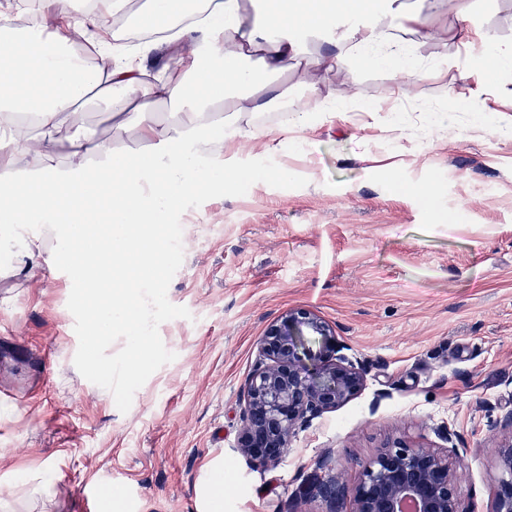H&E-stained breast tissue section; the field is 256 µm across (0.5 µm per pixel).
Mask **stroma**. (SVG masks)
I'll return each instance as SVG.
<instances>
[{
    "instance_id": "1",
    "label": "stroma",
    "mask_w": 512,
    "mask_h": 512,
    "mask_svg": "<svg viewBox=\"0 0 512 512\" xmlns=\"http://www.w3.org/2000/svg\"><path fill=\"white\" fill-rule=\"evenodd\" d=\"M468 4L474 24L512 41V0ZM377 24L426 78L351 68L311 98L297 70L284 78L287 111L249 114L260 141L274 140L271 158L308 183L259 182L183 213L167 297L191 316L160 325L176 358L128 412L74 365L70 278L53 266L0 277V497L13 512H84L92 488L93 512H205L218 466L223 512H327L299 496L320 456L331 452L332 476L352 487V459L395 439L466 449L461 503L492 512L503 473L489 423L512 411V68L462 78L482 46L461 43L452 13L425 17L443 42ZM475 92L484 111L454 107ZM296 109L312 114L305 130L289 127ZM75 120L114 151L130 144L97 102ZM294 309L332 328L365 386L256 469L235 450L243 389L264 331Z\"/></svg>"
}]
</instances>
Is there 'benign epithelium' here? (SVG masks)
<instances>
[{
  "instance_id": "1",
  "label": "benign epithelium",
  "mask_w": 512,
  "mask_h": 512,
  "mask_svg": "<svg viewBox=\"0 0 512 512\" xmlns=\"http://www.w3.org/2000/svg\"><path fill=\"white\" fill-rule=\"evenodd\" d=\"M318 345L311 374L300 351ZM331 329L314 313L287 312L260 340V362L243 390L242 428L236 448L253 466L279 463L292 437L325 412L352 400L364 386L362 369L340 354ZM505 474L493 512H512V411L492 422ZM359 481L352 489L315 479L300 487L329 504L328 512H466L458 483L462 471L448 455L395 440L366 460H350Z\"/></svg>"
}]
</instances>
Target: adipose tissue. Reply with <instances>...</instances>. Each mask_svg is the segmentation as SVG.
<instances>
[{"label":"adipose tissue","instance_id":"ef3b65f1","mask_svg":"<svg viewBox=\"0 0 512 512\" xmlns=\"http://www.w3.org/2000/svg\"><path fill=\"white\" fill-rule=\"evenodd\" d=\"M396 0H145L141 16L152 39L139 43L100 30L107 16H123L130 0H97L93 13L65 14L62 23L13 27L0 12V273L36 272L46 262L43 229L56 232L61 258L79 260L72 246L96 240L101 264L84 277L88 291L123 273L132 242L148 220L173 202L203 190L233 189L241 173L212 142L253 139L244 118L278 108L273 80L306 63L304 87L322 93V79L347 67L384 68L393 78H422L400 39L383 32L377 14L420 23ZM95 30L92 63L77 57L76 36ZM163 50L177 80H150L145 65ZM119 116L149 148L113 155L75 115L86 97ZM175 104L172 118L134 108L136 100ZM27 155L26 174L15 170Z\"/></svg>","mask_w":512,"mask_h":512}]
</instances>
